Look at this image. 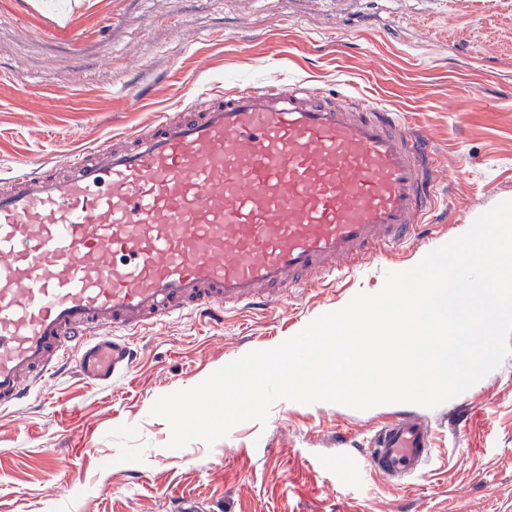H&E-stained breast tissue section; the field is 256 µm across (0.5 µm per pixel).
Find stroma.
Returning <instances> with one entry per match:
<instances>
[{
  "mask_svg": "<svg viewBox=\"0 0 512 512\" xmlns=\"http://www.w3.org/2000/svg\"><path fill=\"white\" fill-rule=\"evenodd\" d=\"M299 79L408 113L441 155L455 223L265 310L138 329L134 367L113 383L46 375L0 412V512H172L183 498L205 512H512V354L434 409L281 400L211 446L169 448L150 414L512 200V0H0V176L24 157L64 163L195 96ZM405 408L432 425L436 455L400 487L362 460Z\"/></svg>",
  "mask_w": 512,
  "mask_h": 512,
  "instance_id": "1",
  "label": "stroma"
}]
</instances>
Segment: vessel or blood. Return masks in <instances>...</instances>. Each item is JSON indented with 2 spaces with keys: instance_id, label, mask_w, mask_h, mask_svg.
I'll return each mask as SVG.
<instances>
[{
  "instance_id": "1",
  "label": "vessel or blood",
  "mask_w": 512,
  "mask_h": 512,
  "mask_svg": "<svg viewBox=\"0 0 512 512\" xmlns=\"http://www.w3.org/2000/svg\"><path fill=\"white\" fill-rule=\"evenodd\" d=\"M441 173L404 113L303 80L215 91L59 167L19 160L0 180V408L62 363L123 377L141 323L268 306L423 238ZM431 434L399 416L366 468L419 475Z\"/></svg>"
}]
</instances>
